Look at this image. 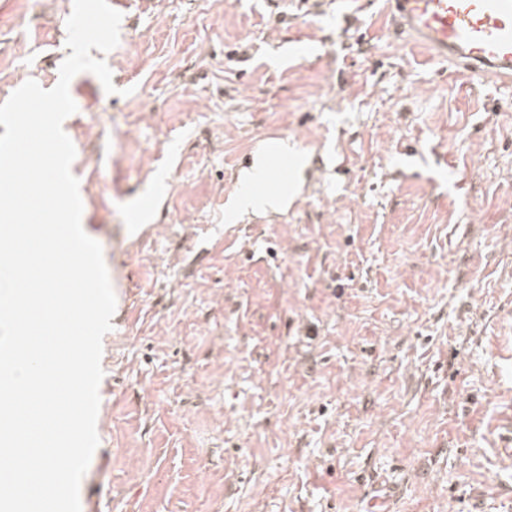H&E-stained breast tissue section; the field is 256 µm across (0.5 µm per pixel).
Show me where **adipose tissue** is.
<instances>
[{
    "instance_id": "ef3b65f1",
    "label": "adipose tissue",
    "mask_w": 512,
    "mask_h": 512,
    "mask_svg": "<svg viewBox=\"0 0 512 512\" xmlns=\"http://www.w3.org/2000/svg\"><path fill=\"white\" fill-rule=\"evenodd\" d=\"M285 160L290 161L294 172L299 174L307 166L305 154L285 140L271 142L254 153L250 166L237 177V189L224 204L229 219L239 222L261 212H276L287 207L294 188L273 183L280 162Z\"/></svg>"
}]
</instances>
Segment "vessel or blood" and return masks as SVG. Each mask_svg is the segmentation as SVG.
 Wrapping results in <instances>:
<instances>
[{
	"label": "vessel or blood",
	"instance_id": "1",
	"mask_svg": "<svg viewBox=\"0 0 512 512\" xmlns=\"http://www.w3.org/2000/svg\"><path fill=\"white\" fill-rule=\"evenodd\" d=\"M391 34L481 80L512 85V0H387Z\"/></svg>",
	"mask_w": 512,
	"mask_h": 512
}]
</instances>
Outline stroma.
I'll return each mask as SVG.
<instances>
[{
    "label": "stroma",
    "mask_w": 512,
    "mask_h": 512,
    "mask_svg": "<svg viewBox=\"0 0 512 512\" xmlns=\"http://www.w3.org/2000/svg\"><path fill=\"white\" fill-rule=\"evenodd\" d=\"M70 0H0V103ZM63 129L112 287L96 512H512V87L359 0H124ZM288 208L224 218L258 145ZM146 211L135 229L136 208Z\"/></svg>",
    "instance_id": "stroma-1"
}]
</instances>
